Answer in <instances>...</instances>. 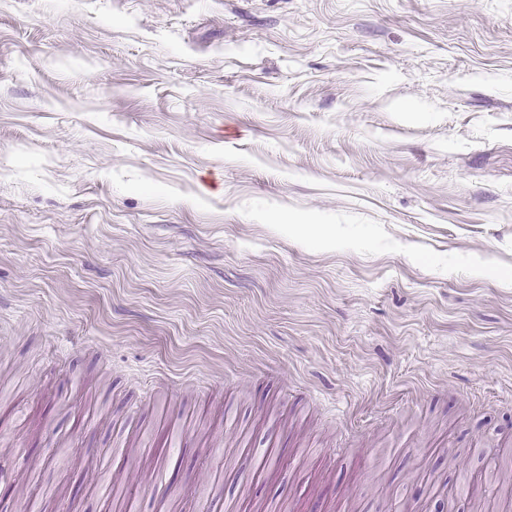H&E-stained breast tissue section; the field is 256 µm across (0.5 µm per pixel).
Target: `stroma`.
<instances>
[{
	"label": "stroma",
	"instance_id": "35a3bbf8",
	"mask_svg": "<svg viewBox=\"0 0 512 512\" xmlns=\"http://www.w3.org/2000/svg\"><path fill=\"white\" fill-rule=\"evenodd\" d=\"M130 485L512 512V0H0V512Z\"/></svg>",
	"mask_w": 512,
	"mask_h": 512
}]
</instances>
